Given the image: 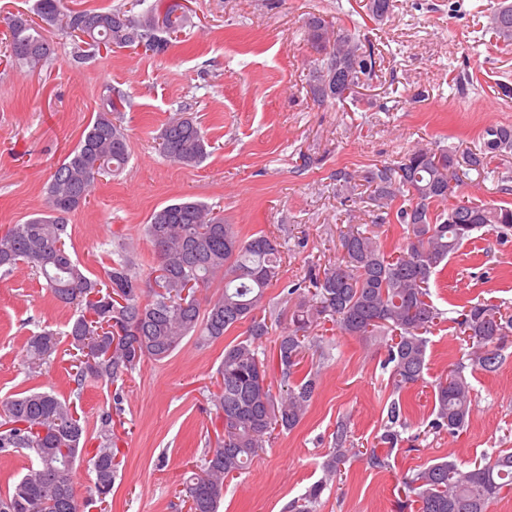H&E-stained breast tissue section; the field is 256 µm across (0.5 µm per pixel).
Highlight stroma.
<instances>
[{"mask_svg": "<svg viewBox=\"0 0 512 512\" xmlns=\"http://www.w3.org/2000/svg\"><path fill=\"white\" fill-rule=\"evenodd\" d=\"M498 2L397 0L392 15L376 22L364 0H184L187 22L166 54L133 47L81 59L73 38L59 32L51 59L32 72L6 66L0 41V231L48 212L46 189L56 166L112 87L132 102L119 118L131 157L121 174L101 177L89 204L69 215L74 257L102 275L119 232L134 242L140 271L148 273L156 264L144 236L150 214L181 197L201 200L241 235L277 238L283 276L267 298L288 320L283 285L304 278L309 264L327 267L341 256L345 209L336 197V171L392 163L418 145L477 150L486 127L512 126V98L501 93L502 85L512 86V45L486 29V8ZM313 15L360 31L374 48L376 73L355 101L321 105L309 92V64L318 53L304 24ZM179 111L200 121L212 145L194 168L170 163L155 148ZM503 184L508 193L500 192ZM457 197L512 202V152L492 158L487 175L465 181ZM429 298L442 322L428 336L424 383L395 395L384 347L330 327L303 362L319 379L303 421L259 451L248 470L226 479L221 512H294V502L325 480L338 427H346L348 447H380L397 396L407 427L387 467L349 458L340 476L326 481L316 512H398L406 480L423 466L448 459L470 467L512 452V338L495 371L466 368L467 426L452 435L431 427L433 385L449 361L467 353L453 324L462 306L484 302L512 311V235L478 232L432 275ZM78 315L30 268L0 277V399L38 388L73 403L89 433L76 461L82 512H185L181 479L223 433L210 402L223 343L184 340L121 383L76 385L67 356L30 371L28 338L45 329L66 332ZM106 411L121 465L102 502L91 491L90 460Z\"/></svg>", "mask_w": 512, "mask_h": 512, "instance_id": "1", "label": "stroma"}]
</instances>
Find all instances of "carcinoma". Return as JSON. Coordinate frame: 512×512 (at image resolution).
<instances>
[{
    "label": "carcinoma",
    "instance_id": "obj_1",
    "mask_svg": "<svg viewBox=\"0 0 512 512\" xmlns=\"http://www.w3.org/2000/svg\"><path fill=\"white\" fill-rule=\"evenodd\" d=\"M394 0H368L369 15L388 17ZM185 23L178 0H161L144 11L128 14L95 9L72 10L63 0H36L33 16H17L8 25L6 47L15 67L33 71L53 51L51 34L76 27L81 43L96 52L100 44L114 48L146 46L166 53L173 35ZM489 28L504 44L512 43V4L490 9ZM308 41L318 51L309 69L307 86L319 103L343 102L375 73V52L368 40L348 29L333 30L320 16L307 23ZM360 52L357 67L342 75L347 96L329 94L336 83V50ZM130 102L109 90L106 107L97 112L75 148L57 166L48 185L50 213L0 232V271L5 275L25 265L42 276L45 288L58 301L80 307L65 336L74 351V382L93 379L114 383L130 375L144 359L163 360L186 337L208 346L224 339L238 324L249 322L248 335L224 345L218 367V391L210 396L224 434L205 449L200 465L182 482L189 512H219L227 478L243 473L265 448L276 430L291 431L304 419L317 389L311 375L292 381L316 337L315 328L328 322L349 336L384 344L385 365L398 392L424 381L428 369L429 333L441 312L429 302V280L435 269L470 237L486 226L507 237L512 232V204L458 202L448 205L455 188L470 174L485 172L488 154L512 151V127L486 128L483 151L450 147H419L396 164H382L362 175L336 173V193L347 209L348 223L339 230L342 257L321 269L313 264L303 280L288 289L292 303L288 326L265 314L267 290L282 273L277 239L265 233L244 240L235 225L198 200L180 198L154 211L145 235L156 252L157 287L145 291L130 243L120 239L117 258L104 276L91 273L73 258L66 245L67 217L90 203L98 177L117 175L130 159L129 141L115 114ZM196 120L179 112L158 137V151L167 160L196 167L208 156ZM366 187L367 192L360 191ZM370 204L373 224L407 225L398 254L384 251L369 228L355 222L356 206ZM224 283L215 299L201 304L197 293L215 281ZM456 323L471 345L470 365L488 372L503 361V343L512 333V314L482 303L466 305ZM277 332L276 360L283 388L274 393L267 383L268 362L257 340ZM61 351L60 334L45 330L30 338L25 353L37 369ZM463 361L448 363V373L434 385L437 414L432 427L454 434L468 423L471 387ZM0 418L11 428L0 431V451H30L34 463L13 485L0 492V512H79L74 493V464L87 440L86 427L71 402L51 391L31 389L0 400ZM381 441L398 442L394 427L404 425L400 401L390 403ZM112 417L101 419L99 444L91 458L98 500L112 495L119 462L112 441ZM356 454L346 447V432L336 433L335 446L323 469L325 479L314 483L295 506L314 512L327 481ZM406 485L416 512H487L503 492L512 491V453L484 464L461 468L453 461L430 464Z\"/></svg>",
    "mask_w": 512,
    "mask_h": 512
}]
</instances>
